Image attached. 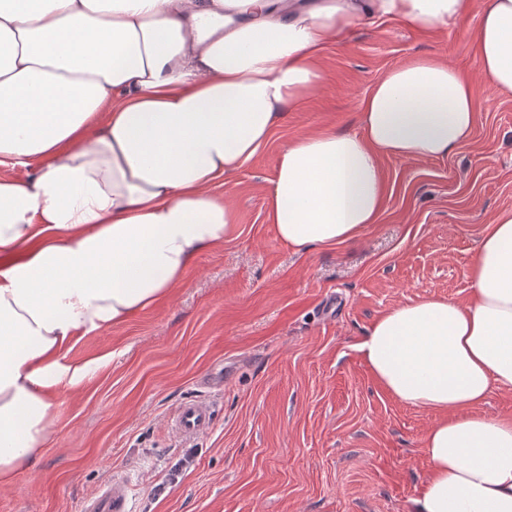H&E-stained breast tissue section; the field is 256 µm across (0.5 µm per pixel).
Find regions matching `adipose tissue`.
Listing matches in <instances>:
<instances>
[{"label":"adipose tissue","instance_id":"adipose-tissue-1","mask_svg":"<svg viewBox=\"0 0 512 512\" xmlns=\"http://www.w3.org/2000/svg\"><path fill=\"white\" fill-rule=\"evenodd\" d=\"M472 0H0V485L41 457L54 395L101 365L78 338L125 322L227 240L213 186L324 82V50L362 21L452 26ZM487 85L512 91V0H485L473 33ZM478 91L446 61L391 68L355 132L281 152L268 220L294 253L345 244L384 207L379 160L445 158L466 143ZM466 301L390 308L357 345L393 400L435 414L413 512H512V210L485 225ZM480 411L490 417L512 416V391H493Z\"/></svg>","mask_w":512,"mask_h":512}]
</instances>
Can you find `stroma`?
<instances>
[{"label": "stroma", "instance_id": "35a3bbf8", "mask_svg": "<svg viewBox=\"0 0 512 512\" xmlns=\"http://www.w3.org/2000/svg\"><path fill=\"white\" fill-rule=\"evenodd\" d=\"M482 7L427 33L364 23L326 49L323 87L215 184L233 235L167 297L71 345L68 360L102 365L55 395L44 453L0 485V512H84L116 477L131 512H412L434 417L383 392L356 345L397 304L467 298L483 225L512 210V93L480 85L454 155L382 159L384 209L355 242L294 254L267 220L265 187L288 142L357 131L360 99L389 69L433 55L478 80ZM205 396L211 429L182 438L179 405Z\"/></svg>", "mask_w": 512, "mask_h": 512}]
</instances>
